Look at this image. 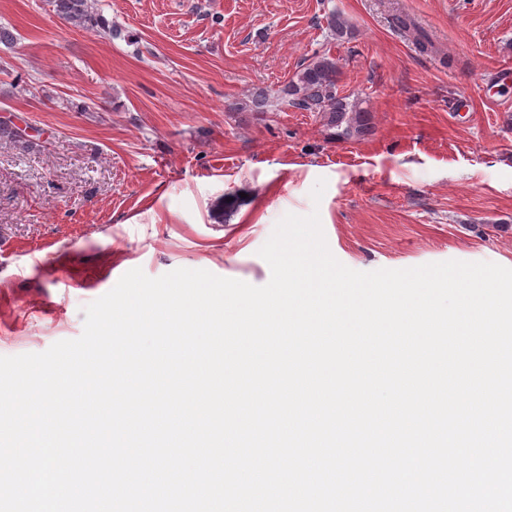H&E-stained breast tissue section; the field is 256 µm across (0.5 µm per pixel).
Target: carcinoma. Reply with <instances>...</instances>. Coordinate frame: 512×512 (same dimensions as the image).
Returning <instances> with one entry per match:
<instances>
[{"label":"carcinoma","instance_id":"obj_1","mask_svg":"<svg viewBox=\"0 0 512 512\" xmlns=\"http://www.w3.org/2000/svg\"><path fill=\"white\" fill-rule=\"evenodd\" d=\"M54 12L68 24L78 28H100L105 33L113 34V27L97 17L93 0H50ZM327 26L336 38L343 39L351 35L346 20L334 12L327 16ZM398 30L414 33V41L423 52L433 47L428 34L423 31L408 15L395 17ZM340 66L335 58L316 55L302 64L300 69L289 79L278 96L280 104L306 112H320L326 124L340 129L339 135L351 136L362 134L368 129L369 109L360 100H349L338 92ZM272 106L270 97L259 92L245 100L227 104V110L266 112Z\"/></svg>","mask_w":512,"mask_h":512}]
</instances>
